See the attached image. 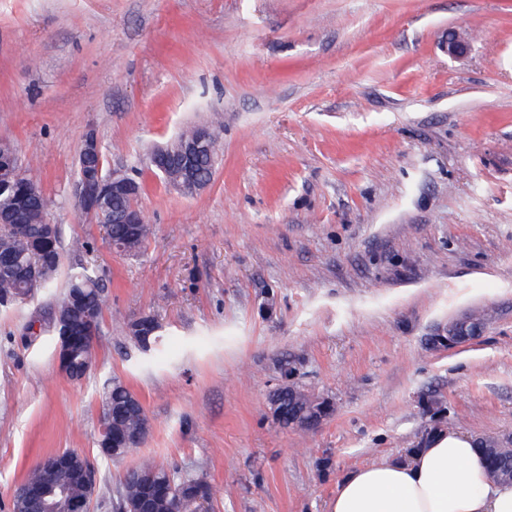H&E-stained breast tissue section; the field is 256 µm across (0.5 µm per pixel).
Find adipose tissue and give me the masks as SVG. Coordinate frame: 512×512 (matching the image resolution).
Wrapping results in <instances>:
<instances>
[{
	"instance_id": "adipose-tissue-1",
	"label": "adipose tissue",
	"mask_w": 512,
	"mask_h": 512,
	"mask_svg": "<svg viewBox=\"0 0 512 512\" xmlns=\"http://www.w3.org/2000/svg\"><path fill=\"white\" fill-rule=\"evenodd\" d=\"M331 512H512V484L489 479L474 437L439 430L409 461L367 465L343 478Z\"/></svg>"
}]
</instances>
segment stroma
Instances as JSON below:
<instances>
[{"label":"stroma","mask_w":512,"mask_h":512,"mask_svg":"<svg viewBox=\"0 0 512 512\" xmlns=\"http://www.w3.org/2000/svg\"><path fill=\"white\" fill-rule=\"evenodd\" d=\"M194 125L223 159L187 197L147 160ZM90 133L143 185L138 254L75 208ZM0 138L60 228L55 278L0 306V512L69 450L96 467L92 512L145 460L203 469L208 512H330L343 476L436 430L512 438V0H0ZM79 265L104 308L74 381L54 323ZM472 314L478 337L447 345ZM116 379L150 429L113 461ZM286 381L331 415L280 427ZM157 323L151 316L143 317V322H137V319L133 320L128 324L129 334L141 348L143 346L151 348L159 338L156 329Z\"/></svg>","instance_id":"35a3bbf8"}]
</instances>
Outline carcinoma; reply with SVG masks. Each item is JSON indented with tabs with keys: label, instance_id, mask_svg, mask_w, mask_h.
Returning a JSON list of instances; mask_svg holds the SVG:
<instances>
[{
	"label": "carcinoma",
	"instance_id": "carcinoma-1",
	"mask_svg": "<svg viewBox=\"0 0 512 512\" xmlns=\"http://www.w3.org/2000/svg\"><path fill=\"white\" fill-rule=\"evenodd\" d=\"M210 152L211 155L203 157L197 165L199 176L205 179L213 175L211 159L222 154L220 136L211 140ZM0 208L11 210L14 216V223L0 228V254L12 256L19 266L40 262L51 264L52 269L44 280V283H49L59 267L60 232L51 236L45 233L48 200L32 167H25L23 175L17 179L0 180ZM109 228V242L120 243L126 252L134 254L141 249L150 232L147 228L134 237L127 233V224L111 223ZM77 291L89 299L97 312L94 324H100L103 289L97 276L86 266L70 272L66 291L57 307V323L69 322L71 296ZM29 297L31 293L21 288L17 280L0 278V305L23 301ZM156 326L157 321L153 317L145 316L141 322H129L128 330L136 344L150 347L158 339ZM293 390V396H288V383H283L278 405L274 409L277 421L283 428L289 427L290 422L301 415L311 417L316 414L317 406L313 404L312 396L297 386ZM146 423L147 416L142 403L124 384L113 382L105 394L102 427L132 437L143 434ZM41 477L42 472L35 470L25 482L17 486L13 493V512H30L28 485ZM149 483L169 490V493L158 499L156 512H197L202 504L213 498V488L204 474L169 469L144 461L123 475L119 497L113 505L114 512H129V504Z\"/></svg>",
	"mask_w": 512,
	"mask_h": 512
}]
</instances>
